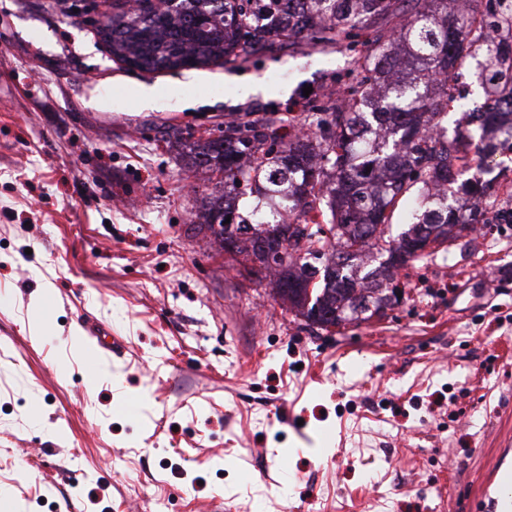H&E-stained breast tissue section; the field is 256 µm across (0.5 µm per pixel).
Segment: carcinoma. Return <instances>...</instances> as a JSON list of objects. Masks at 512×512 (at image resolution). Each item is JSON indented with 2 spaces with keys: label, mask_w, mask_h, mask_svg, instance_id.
<instances>
[{
  "label": "carcinoma",
  "mask_w": 512,
  "mask_h": 512,
  "mask_svg": "<svg viewBox=\"0 0 512 512\" xmlns=\"http://www.w3.org/2000/svg\"><path fill=\"white\" fill-rule=\"evenodd\" d=\"M450 0H178L163 12L134 0L106 17L98 34L112 55L154 72L164 62H209L254 54L271 37L333 46L348 56L350 106H325L309 130L283 141L274 119L245 114L196 142L194 165L222 174L224 183L252 198L249 215L210 198L197 215L200 227L224 241L225 221L252 230V253L285 245L288 264L258 278L295 314L324 330L349 320L382 316L394 301L380 282L396 266L395 249L409 248L423 231L452 243L451 229L488 224L487 183L481 175L512 162V0H465L467 11L448 12ZM468 58L490 107L476 106L475 129L444 125L455 99L443 76ZM462 180L470 215L448 201L441 183ZM429 207L389 240L395 211L413 193ZM296 213L285 223L280 212ZM324 259L313 281L308 257ZM350 263L333 267L336 257Z\"/></svg>",
  "instance_id": "carcinoma-1"
}]
</instances>
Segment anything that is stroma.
I'll list each match as a JSON object with an SVG mask.
<instances>
[{
    "label": "stroma",
    "instance_id": "35a3bbf8",
    "mask_svg": "<svg viewBox=\"0 0 512 512\" xmlns=\"http://www.w3.org/2000/svg\"><path fill=\"white\" fill-rule=\"evenodd\" d=\"M122 5L0 0V512H483L512 466V224L417 262L384 317L308 325L193 224L222 186L189 153L230 113L309 122L345 55L136 71L96 35Z\"/></svg>",
    "mask_w": 512,
    "mask_h": 512
}]
</instances>
